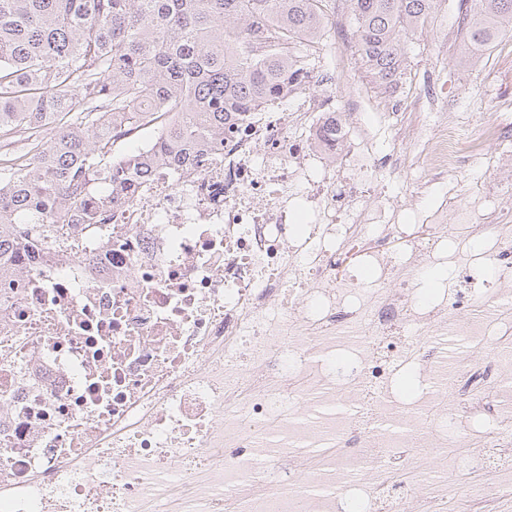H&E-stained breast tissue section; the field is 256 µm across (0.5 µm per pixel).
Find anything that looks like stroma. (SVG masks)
Instances as JSON below:
<instances>
[{"label":"stroma","mask_w":512,"mask_h":512,"mask_svg":"<svg viewBox=\"0 0 512 512\" xmlns=\"http://www.w3.org/2000/svg\"><path fill=\"white\" fill-rule=\"evenodd\" d=\"M458 0H445L437 18L408 44L406 68L396 86H379L358 56L348 58L359 85L371 99V112H406L420 88L433 86L451 102L460 121L481 115L495 120L512 113V45L499 47L474 69L461 60L467 46L455 22Z\"/></svg>","instance_id":"35a3bbf8"}]
</instances>
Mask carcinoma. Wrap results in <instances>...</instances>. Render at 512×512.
<instances>
[{"label":"carcinoma","mask_w":512,"mask_h":512,"mask_svg":"<svg viewBox=\"0 0 512 512\" xmlns=\"http://www.w3.org/2000/svg\"><path fill=\"white\" fill-rule=\"evenodd\" d=\"M331 0H0V258L93 225L148 170L198 159L243 112L288 90L326 45ZM354 52L375 81L403 74L405 47L442 0H348ZM462 63L512 41V0H459ZM163 127L151 152L114 160L119 133Z\"/></svg>","instance_id":"carcinoma-1"}]
</instances>
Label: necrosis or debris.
I'll return each mask as SVG.
<instances>
[{"instance_id": "4bbe7bcc", "label": "necrosis or debris", "mask_w": 512, "mask_h": 512, "mask_svg": "<svg viewBox=\"0 0 512 512\" xmlns=\"http://www.w3.org/2000/svg\"><path fill=\"white\" fill-rule=\"evenodd\" d=\"M351 50L99 208L95 233L18 254L0 280V512H404L390 473L462 441L421 470L424 512L512 502V214L495 205L512 177L451 187L488 141L512 169V119L368 120ZM411 144L417 192L449 186L417 231L375 190L410 172ZM413 369L428 388L406 401Z\"/></svg>"}]
</instances>
